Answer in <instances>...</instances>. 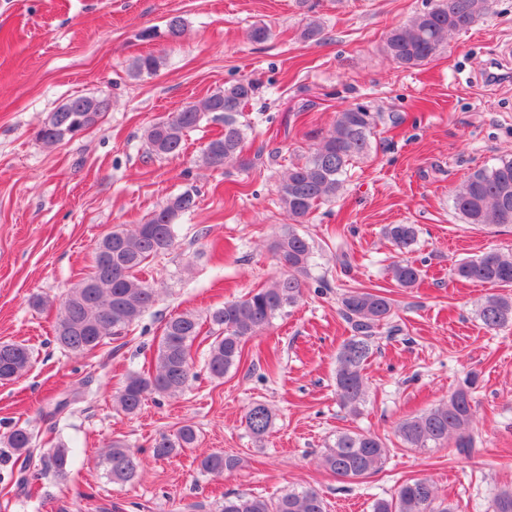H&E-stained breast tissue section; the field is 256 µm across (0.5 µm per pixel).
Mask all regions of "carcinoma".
I'll return each mask as SVG.
<instances>
[{
    "label": "carcinoma",
    "mask_w": 512,
    "mask_h": 512,
    "mask_svg": "<svg viewBox=\"0 0 512 512\" xmlns=\"http://www.w3.org/2000/svg\"><path fill=\"white\" fill-rule=\"evenodd\" d=\"M493 0H434L426 10L403 25L392 28L385 38L384 49L390 59L402 67L420 66L430 60L453 34L466 30L492 9ZM185 32L179 15L169 17L162 35L177 41ZM158 31L144 32L155 38ZM162 57L139 56L134 64L138 74L155 73ZM257 92V83L241 79L214 92L198 103L189 104L145 131L151 151L157 156L175 155L182 150L185 133L199 125L212 112L224 113V133L210 140L202 149L204 164L239 165L243 158L245 136L237 116L244 111ZM99 112L84 110L80 98L74 97L53 112L37 131L36 137L46 145L72 139L91 127L92 116L102 118L109 101L98 102ZM378 114L364 106L338 113L332 130L312 147L302 161L292 164L278 185L282 208L294 224H301L316 207L339 197L345 187L348 167L353 159L366 154L369 136ZM454 210L468 224L483 227L512 226V153L497 159L491 166L472 171L454 190ZM196 207V195L185 191L171 199L144 224L106 234L95 246L90 270L74 287L68 289L60 303L54 325V341L65 353L90 357L117 342L112 352L122 348L118 341L124 332L140 320L158 301V291L142 277L145 268L171 250L176 241V220ZM385 235L397 250L408 252L416 244L418 229L413 224H389ZM272 250L283 267L281 274L265 286L252 290L241 299L229 301L209 314L213 340L205 361L208 373L222 378L238 365L246 342L272 320L287 313L303 296L306 280L311 276L314 246L293 224L276 236ZM391 280L400 288L415 287L421 271L416 263L402 259L389 267ZM454 275L459 280L479 282L492 287H512V252L490 251L457 264ZM476 317L489 331L512 323V295L492 292L478 303ZM340 315L352 335L343 341L336 357L335 388L340 405L348 414H362L369 389L367 362L383 328L399 331L391 324L394 316L392 299L379 290L356 288L343 294ZM201 334L199 318L181 312L164 319L155 359L138 371H128L114 397L117 410L134 414L147 396L175 397L196 378L191 349ZM32 362V350L21 343L0 342V383L24 375ZM478 374L469 373L463 384L439 405L401 420L396 435L402 445L415 450L452 447L469 455L475 448L471 433L473 420L472 390ZM275 414L267 405L251 404L245 412L246 430L256 439L263 438L273 427ZM37 435L26 426L13 428L6 444L16 459L29 458ZM196 441L195 430L185 425L174 437L163 436L152 445L153 456L169 457ZM390 448L377 435L365 431H341L321 452V466L342 481L367 479L385 467ZM72 449L57 442L47 464L60 477L67 476ZM102 464L106 476L114 483L135 478L141 461L120 440L106 448ZM240 466V459L222 452H211L198 459L205 474L222 475ZM439 492L427 477L408 480L392 494L372 502V512H453V507L438 501ZM216 512H328L323 496L314 488H289L272 498L226 493ZM491 512H512V487L500 489L492 500Z\"/></svg>",
    "instance_id": "cac0c4a2"
}]
</instances>
